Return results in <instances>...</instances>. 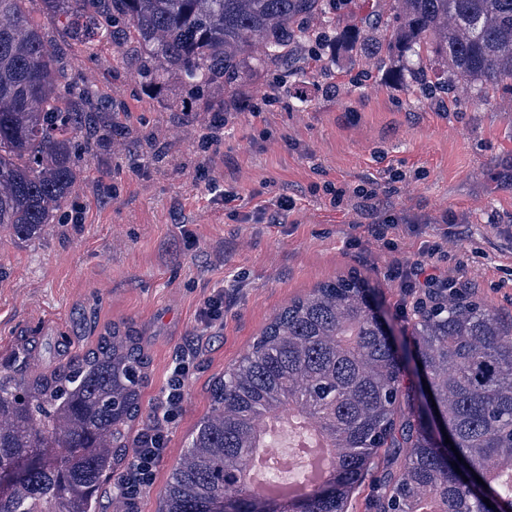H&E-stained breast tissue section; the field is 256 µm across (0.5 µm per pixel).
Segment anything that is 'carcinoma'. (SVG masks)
Here are the masks:
<instances>
[{
	"mask_svg": "<svg viewBox=\"0 0 512 512\" xmlns=\"http://www.w3.org/2000/svg\"><path fill=\"white\" fill-rule=\"evenodd\" d=\"M24 2L0 0V229L33 240L73 192L76 154L93 148L77 131L94 101L64 82L65 64ZM41 2L79 35L111 38L127 24L145 47L132 66L152 76L161 64L202 90L232 87L247 67L289 66L311 38L303 20L321 10L320 0ZM394 2L384 33L349 27L344 40L374 56L404 54L407 85L428 79L426 57L445 75L433 88L462 82L486 95L512 81V0ZM416 312L411 370L357 276L293 299L213 383L157 512L253 499L257 449L276 447L269 422L294 418L338 449L330 482L304 478L303 512H349L383 455L391 468L372 485L368 512H512V324L455 288L428 291ZM35 358L24 339L0 357V474H18L0 512H92L134 447L150 355L132 325L114 323L49 372H33Z\"/></svg>",
	"mask_w": 512,
	"mask_h": 512,
	"instance_id": "obj_1",
	"label": "carcinoma"
}]
</instances>
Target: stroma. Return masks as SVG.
<instances>
[{"mask_svg":"<svg viewBox=\"0 0 512 512\" xmlns=\"http://www.w3.org/2000/svg\"><path fill=\"white\" fill-rule=\"evenodd\" d=\"M25 8L128 135L80 157L60 223L30 241L0 230V353L33 340L46 371L133 320L151 356L138 433L154 424L171 367L188 358L182 409L165 425V453L133 512H156L213 382L316 284L357 273L407 341L424 291L400 287L393 264L444 236L445 276L466 264L467 291L512 320V91L454 104L443 92L414 94L399 79L402 57L379 60L341 42L352 17L389 23L391 0H350L331 25L308 18L326 31L319 61L302 47L290 68L243 77L239 106L217 129L221 90L190 89L171 72L144 79L124 57L136 47L124 32L119 48L45 20L40 0ZM397 170L404 180L393 181ZM367 182L379 209L408 219L393 235L397 250L375 236L376 211L329 205L326 187ZM228 190L238 195L232 215ZM283 195L293 208L271 221ZM218 291L224 312L205 320Z\"/></svg>","mask_w":512,"mask_h":512,"instance_id":"1","label":"stroma"}]
</instances>
